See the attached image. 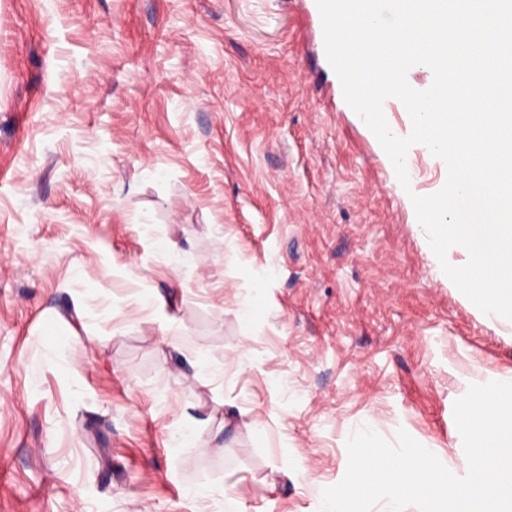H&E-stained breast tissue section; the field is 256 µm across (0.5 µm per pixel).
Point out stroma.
<instances>
[{
  "mask_svg": "<svg viewBox=\"0 0 512 512\" xmlns=\"http://www.w3.org/2000/svg\"><path fill=\"white\" fill-rule=\"evenodd\" d=\"M510 379L316 0H0V512H319L365 425L461 476Z\"/></svg>",
  "mask_w": 512,
  "mask_h": 512,
  "instance_id": "35a3bbf8",
  "label": "stroma"
}]
</instances>
